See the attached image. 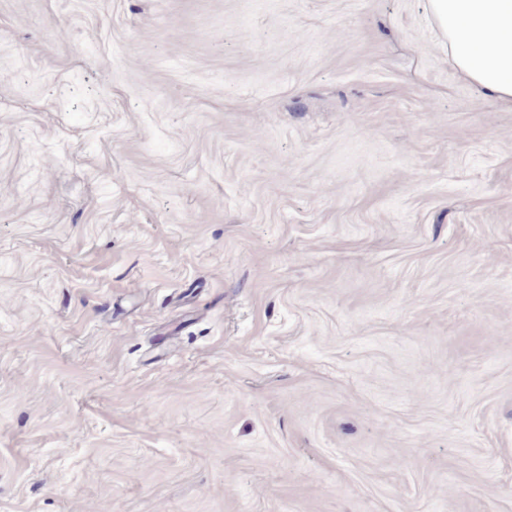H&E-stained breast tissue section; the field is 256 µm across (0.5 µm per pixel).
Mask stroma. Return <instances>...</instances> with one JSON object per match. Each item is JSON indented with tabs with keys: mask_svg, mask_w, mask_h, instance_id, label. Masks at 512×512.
<instances>
[{
	"mask_svg": "<svg viewBox=\"0 0 512 512\" xmlns=\"http://www.w3.org/2000/svg\"><path fill=\"white\" fill-rule=\"evenodd\" d=\"M0 512H512V107L428 0H0Z\"/></svg>",
	"mask_w": 512,
	"mask_h": 512,
	"instance_id": "obj_1",
	"label": "stroma"
}]
</instances>
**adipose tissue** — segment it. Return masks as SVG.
<instances>
[{"instance_id":"1","label":"adipose tissue","mask_w":512,"mask_h":512,"mask_svg":"<svg viewBox=\"0 0 512 512\" xmlns=\"http://www.w3.org/2000/svg\"><path fill=\"white\" fill-rule=\"evenodd\" d=\"M461 76L512 106V0H429Z\"/></svg>"}]
</instances>
